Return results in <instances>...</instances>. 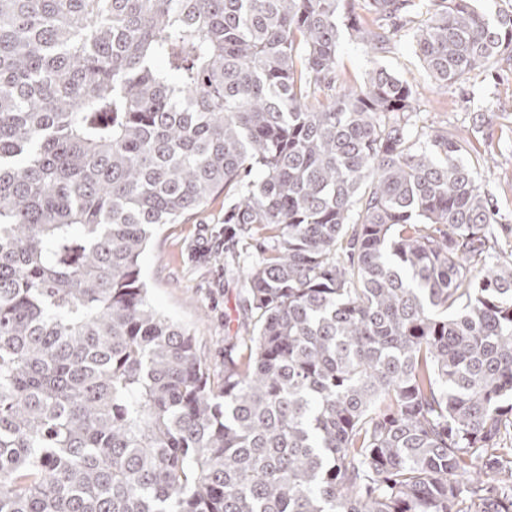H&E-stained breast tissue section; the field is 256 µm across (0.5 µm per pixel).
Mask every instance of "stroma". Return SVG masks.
<instances>
[{"instance_id":"stroma-1","label":"stroma","mask_w":512,"mask_h":512,"mask_svg":"<svg viewBox=\"0 0 512 512\" xmlns=\"http://www.w3.org/2000/svg\"><path fill=\"white\" fill-rule=\"evenodd\" d=\"M415 25H408L379 59L380 65L407 81L419 93L420 118L471 136L477 150H490L493 161L480 168L483 189L497 202L507 232L499 248L512 249V59L499 60L494 74L477 73L461 85L436 89L413 52ZM487 106V123L472 134L473 104ZM224 217V196L216 194L203 210L179 224L157 228L140 258L142 278L153 306L193 336L212 380L224 367V337L248 336L252 327L242 310L245 282L236 264L224 254L198 262L193 251L201 243L203 225Z\"/></svg>"}]
</instances>
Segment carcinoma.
Masks as SVG:
<instances>
[{
  "instance_id": "1",
  "label": "carcinoma",
  "mask_w": 512,
  "mask_h": 512,
  "mask_svg": "<svg viewBox=\"0 0 512 512\" xmlns=\"http://www.w3.org/2000/svg\"><path fill=\"white\" fill-rule=\"evenodd\" d=\"M474 2L0 0V512H512L486 157L376 62L424 8L436 87L512 59ZM220 191L216 386L139 258ZM339 74L344 84L359 85L368 70L366 58L360 46L343 33L338 47Z\"/></svg>"
}]
</instances>
